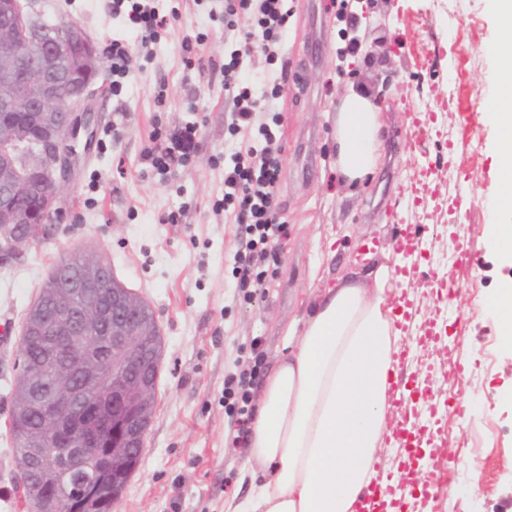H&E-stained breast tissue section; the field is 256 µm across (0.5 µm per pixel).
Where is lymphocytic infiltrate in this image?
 <instances>
[{
  "label": "lymphocytic infiltrate",
  "mask_w": 512,
  "mask_h": 512,
  "mask_svg": "<svg viewBox=\"0 0 512 512\" xmlns=\"http://www.w3.org/2000/svg\"><path fill=\"white\" fill-rule=\"evenodd\" d=\"M111 13L120 18L131 32L143 34L145 40H161L170 25L168 14L155 0H112ZM249 17L253 29L236 37L233 27L224 31V61L218 69L224 77V90L233 101L231 135L256 129L257 135L245 148L233 152L224 161V204L242 229L243 240L233 257L239 288L262 287V266L271 251L288 236V226L279 217L276 190L281 175V161L272 148L275 134L270 124L256 123L259 111H271L274 100L281 97L288 80L287 68L269 72L262 93H255L248 79L251 48L259 46L269 62H277L276 45L288 33V0H224V16ZM198 148V127L188 124L166 137L145 155L151 167L167 172L190 162ZM262 371L261 361L249 368L229 374L224 380V398L228 410L236 417L238 438H247L253 422L250 404L252 388Z\"/></svg>",
  "instance_id": "lymphocytic-infiltrate-1"
}]
</instances>
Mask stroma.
Instances as JSON below:
<instances>
[{
    "mask_svg": "<svg viewBox=\"0 0 512 512\" xmlns=\"http://www.w3.org/2000/svg\"><path fill=\"white\" fill-rule=\"evenodd\" d=\"M108 5L36 4L44 21H71L101 53L127 37L132 63L121 92H113L109 68L97 77L94 137L77 146L60 221L18 259L0 264V324L12 327L10 345L0 348V512H27L12 462L10 389L23 317L60 258L101 253L116 279L149 305L163 340L145 451L112 512H224L226 496L249 491L240 481L245 446L233 443L235 419L224 404L226 375L247 363L256 337L271 366L316 294L385 262L402 224L423 227L425 257L412 271L422 287L417 314L446 323L449 338L414 351L408 365L434 368L447 404L443 437L455 450L432 512H512V342L483 307L512 287V253L494 249L486 236L497 213L499 160L483 106L496 97L500 66L488 0H354L353 27L330 0H288V83L274 129L288 237L269 262L264 295L250 301L240 296L233 270L238 227L216 208L224 157L246 143L228 133L233 103L211 69L224 56L220 4L166 0L177 16L168 34L147 46ZM198 35L200 50L185 55L184 38ZM353 38L360 51L339 60ZM352 87L365 88L383 112L381 163L358 185L340 182L334 150L336 107ZM415 110L433 113L436 136L416 135ZM189 122L198 124L200 138L191 161L154 172L144 159L153 132L166 135ZM114 126L119 136H112ZM424 167L440 191L416 206L411 180ZM464 185L470 204L449 213ZM453 238L470 242L478 272L446 308L425 287L431 270L447 266ZM454 311L461 320L451 319Z\"/></svg>",
    "mask_w": 512,
    "mask_h": 512,
    "instance_id": "obj_1",
    "label": "stroma"
}]
</instances>
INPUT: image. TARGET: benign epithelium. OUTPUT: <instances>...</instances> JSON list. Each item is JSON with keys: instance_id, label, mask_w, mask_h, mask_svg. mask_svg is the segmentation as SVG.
I'll use <instances>...</instances> for the list:
<instances>
[{"instance_id": "7a95c632", "label": "benign epithelium", "mask_w": 512, "mask_h": 512, "mask_svg": "<svg viewBox=\"0 0 512 512\" xmlns=\"http://www.w3.org/2000/svg\"><path fill=\"white\" fill-rule=\"evenodd\" d=\"M36 0H0V117L32 115L30 124L10 119L0 123V263L9 264L22 248L40 238L61 217L58 206L63 182L76 159L80 135L90 133L94 112L89 102L102 69L97 41L75 33L69 21L54 26L39 23L32 9ZM37 187L47 188L42 210H23L18 199ZM105 259L82 266L68 287L73 292L57 302L50 319L34 314L38 335L51 348L79 349L84 360L77 385L49 394L44 405L49 432L43 447L61 448L65 474L74 491L101 483L96 467L102 438L112 435V451L143 452L154 387L143 376L137 344L146 335L141 314L147 304L134 294L112 295V311L91 303L103 281ZM107 325L112 337V371L103 376L97 361L106 340L96 328ZM41 512H82L84 502L46 486L33 490Z\"/></svg>"}]
</instances>
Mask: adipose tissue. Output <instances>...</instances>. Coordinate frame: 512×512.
Returning <instances> with one entry per match:
<instances>
[{
	"instance_id": "adipose-tissue-1",
	"label": "adipose tissue",
	"mask_w": 512,
	"mask_h": 512,
	"mask_svg": "<svg viewBox=\"0 0 512 512\" xmlns=\"http://www.w3.org/2000/svg\"><path fill=\"white\" fill-rule=\"evenodd\" d=\"M502 60L487 112L499 158L493 247L512 249V0H492ZM382 114L351 90L336 112V171L356 183L380 164ZM403 255L317 295L297 343L266 376L247 440L246 496L225 497L224 512H358L378 477V448L396 447L402 416L391 403L402 332L391 305L402 288Z\"/></svg>"
}]
</instances>
